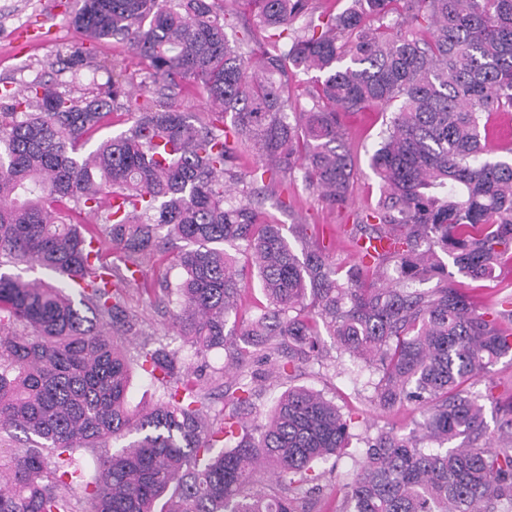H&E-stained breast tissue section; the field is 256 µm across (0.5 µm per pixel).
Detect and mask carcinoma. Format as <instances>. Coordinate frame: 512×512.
Returning a JSON list of instances; mask_svg holds the SVG:
<instances>
[{
  "instance_id": "obj_1",
  "label": "carcinoma",
  "mask_w": 512,
  "mask_h": 512,
  "mask_svg": "<svg viewBox=\"0 0 512 512\" xmlns=\"http://www.w3.org/2000/svg\"><path fill=\"white\" fill-rule=\"evenodd\" d=\"M247 2L256 28L231 41L215 0H75L74 27L125 42L145 90L132 98L115 71L79 98L39 82L21 98L0 89V264L82 281L76 302L0 272V433L25 437L0 449V512H77L76 489L85 512H310L316 466L349 453L353 415L303 385L261 426L238 408L255 394L251 346L289 378L325 367L324 335L368 376L374 409H420L409 433L363 440L336 512H500L512 503V418L509 446L481 443L482 395L466 385L512 352V298L479 311L444 259L492 279L512 249V146L488 142L492 115L512 112V0H351L340 13L323 0ZM61 64L87 66L80 48ZM299 71L314 73L312 105L291 116ZM187 82L218 110L180 111ZM118 109L130 128L83 153ZM374 110L389 113L369 156L380 196L354 223L393 250L349 266L317 241L296 251L262 209L269 186L245 181L240 161L297 168L343 210L344 117ZM150 264L162 270L151 283ZM247 277L266 305L242 328ZM133 284L157 295L196 355L226 351L220 411L177 353L127 355ZM134 362L163 389L149 409L129 406ZM124 439L92 466L76 456Z\"/></svg>"
}]
</instances>
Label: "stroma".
Masks as SVG:
<instances>
[{
  "mask_svg": "<svg viewBox=\"0 0 512 512\" xmlns=\"http://www.w3.org/2000/svg\"><path fill=\"white\" fill-rule=\"evenodd\" d=\"M72 6L73 0H0V85L21 89L32 81L41 80L51 83L59 92L77 97L105 82L107 68L118 62L126 65L127 81L140 83L144 73L137 58L130 56L124 45L112 40L89 46L92 66L77 72L61 67L59 57L65 56L72 46L85 44L71 24ZM384 119L380 112H354L345 119L349 141L357 153L350 209L329 208L318 193L306 190L300 172L296 171L288 175V191L282 194L280 201H266L264 208L268 215L280 224L309 225L329 247L336 261L355 263L357 257L346 232L352 227L353 211L374 204L379 197V182L370 168L367 150L378 142ZM454 281L456 287L476 299L481 309H496L502 296L512 292V262L504 261L495 280L474 281L458 275ZM126 302L150 347L166 346L178 351L185 362L193 364L206 391L212 395L214 409H221L224 389L220 370L226 360L224 350L211 351L204 357L195 356L171 328L168 313L154 304L141 287H128ZM328 355V368L307 369L293 382L321 390L333 397L343 411L353 413L352 432L357 438H365L381 429L405 434L414 428L420 418L415 405H406L391 414L374 410L368 401V389L354 379L348 356L333 349ZM293 382L284 378L266 380L251 405L243 409L244 420L252 426L263 424L277 398ZM472 390L492 393V400L485 403L486 420L490 431L498 432L507 418L505 409L512 403V353L495 361ZM353 469L354 462L347 457L337 458L335 466L327 468L321 481L322 490L313 500L312 512H336L343 486Z\"/></svg>",
  "mask_w": 512,
  "mask_h": 512,
  "instance_id": "1",
  "label": "stroma"
}]
</instances>
